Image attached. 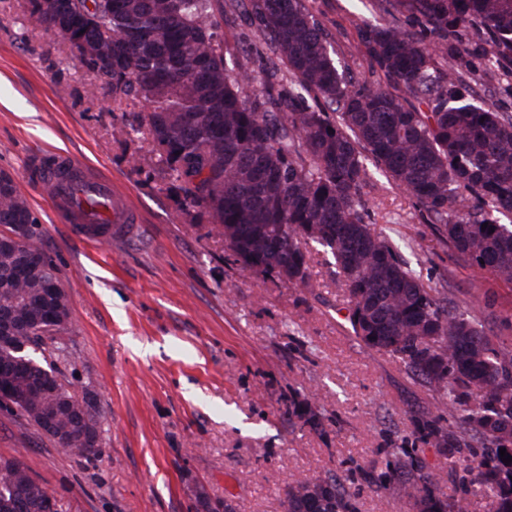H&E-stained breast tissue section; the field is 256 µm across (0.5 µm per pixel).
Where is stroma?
Wrapping results in <instances>:
<instances>
[{"label":"stroma","instance_id":"obj_1","mask_svg":"<svg viewBox=\"0 0 512 512\" xmlns=\"http://www.w3.org/2000/svg\"><path fill=\"white\" fill-rule=\"evenodd\" d=\"M307 6L332 32L344 74L367 76L358 30L385 22L375 0ZM472 64L480 98L512 112V76L482 58ZM141 110L73 60L69 43L36 22L30 0H0V171L38 218L71 306L67 330L44 354L59 379L95 394L103 414L100 454L85 460L0 409V456L20 458L64 512H197L199 489L235 512H280L285 480L324 472L342 479L359 512H410L398 488L378 490L363 473L404 447L443 472L448 500L490 512L484 495L461 490L468 460L449 466L417 433L415 416L434 409L430 394L354 336L329 255L311 246L312 288L242 269L207 210L185 205L147 132L133 131ZM49 152L112 177L142 217L138 235L75 240L29 170ZM360 194L375 231L425 284L512 340V288L449 264L433 225L380 171L370 170ZM303 401L319 427L295 414Z\"/></svg>","mask_w":512,"mask_h":512}]
</instances>
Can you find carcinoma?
<instances>
[{
	"label": "carcinoma",
	"mask_w": 512,
	"mask_h": 512,
	"mask_svg": "<svg viewBox=\"0 0 512 512\" xmlns=\"http://www.w3.org/2000/svg\"><path fill=\"white\" fill-rule=\"evenodd\" d=\"M260 32L248 51L254 74L224 42V0H31L44 29L62 35L73 56L148 106L138 115L154 150L192 206L205 208L236 261L255 273L313 288L309 244L332 255L356 337L397 361L425 387L436 413L418 428L448 460L481 449L469 489L492 512H512V347L440 297L399 258L368 221L358 190L373 161L415 202L448 250L512 287V113L475 101L473 70L458 44L482 34L476 54L512 74V0H377L389 16L359 38L373 82L339 73L330 35L305 0H233ZM288 73V83L279 79ZM487 228H482L483 224ZM0 383L14 389L19 413L58 447L98 454L100 412L83 410L61 383L37 330H65L70 305L54 295L52 259L37 245L30 204L0 174ZM458 413L454 427L441 413ZM368 476L396 485L415 512H461L441 493L444 475L395 448ZM50 492L24 462L0 457V503L46 512ZM283 512H358L332 474L294 477Z\"/></svg>",
	"instance_id": "carcinoma-1"
}]
</instances>
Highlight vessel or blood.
<instances>
[{
    "label": "vessel or blood",
    "instance_id": "1",
    "mask_svg": "<svg viewBox=\"0 0 512 512\" xmlns=\"http://www.w3.org/2000/svg\"><path fill=\"white\" fill-rule=\"evenodd\" d=\"M41 170L57 221L70 225L76 236L85 240L97 239L99 228L90 210L76 204L75 195L81 189L111 202L107 233L114 241L128 238L132 229L138 226L140 218L130 207L126 194L110 177L89 173L71 154H54L42 163Z\"/></svg>",
    "mask_w": 512,
    "mask_h": 512
}]
</instances>
